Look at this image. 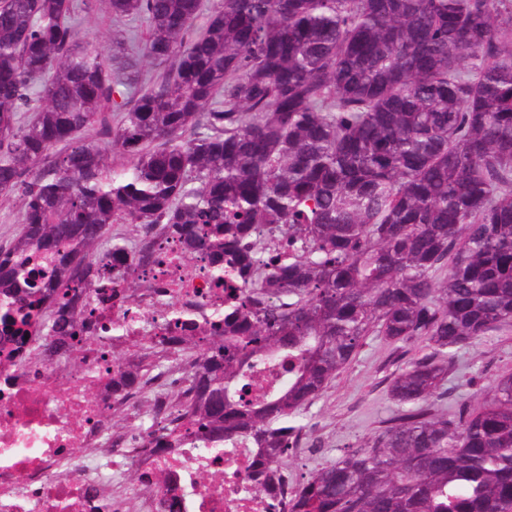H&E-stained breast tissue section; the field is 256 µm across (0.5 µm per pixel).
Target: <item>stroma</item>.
<instances>
[{"mask_svg":"<svg viewBox=\"0 0 512 512\" xmlns=\"http://www.w3.org/2000/svg\"><path fill=\"white\" fill-rule=\"evenodd\" d=\"M80 35L109 45L117 34L131 29L136 47H143L148 26L143 21L127 22L112 15L108 0H93V8L76 21ZM396 368V355L379 336L368 337L360 354L308 409L311 429L309 442L319 452L294 449L286 458L288 480L298 483L321 464L336 459L345 451L370 444L382 420L393 407L387 393L389 376ZM512 371V332L504 331L486 341L461 348L456 365L448 374V388L454 396H468L473 377L491 384L501 374Z\"/></svg>","mask_w":512,"mask_h":512,"instance_id":"stroma-1","label":"stroma"}]
</instances>
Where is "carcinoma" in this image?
<instances>
[{"label":"carcinoma","mask_w":512,"mask_h":512,"mask_svg":"<svg viewBox=\"0 0 512 512\" xmlns=\"http://www.w3.org/2000/svg\"><path fill=\"white\" fill-rule=\"evenodd\" d=\"M87 3L0 0V192L23 202L0 354L32 324L76 347L97 324L70 294L139 287L160 247L109 226L163 224L238 292L165 337L195 368L155 447L250 448L251 489L278 491L308 407L381 336L392 414L290 512H512V373L445 408L458 351L512 330V0H216L200 28L201 0H110L148 24L136 58L79 35Z\"/></svg>","instance_id":"1"}]
</instances>
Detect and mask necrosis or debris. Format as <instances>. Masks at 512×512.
I'll list each match as a JSON object with an SVG mask.
<instances>
[{"instance_id":"necrosis-or-debris-1","label":"necrosis or debris","mask_w":512,"mask_h":512,"mask_svg":"<svg viewBox=\"0 0 512 512\" xmlns=\"http://www.w3.org/2000/svg\"><path fill=\"white\" fill-rule=\"evenodd\" d=\"M129 294L123 305L94 306L99 326L131 325L121 343L132 352L138 337L162 335L168 308L197 316L224 309L223 287L175 241ZM27 336L21 350L0 356V512H288L290 488L248 491V449L155 448L176 424L170 392L191 359L167 353L147 382L116 393L111 346L91 341L67 352L47 345L39 327ZM121 416L130 422L115 428Z\"/></svg>"}]
</instances>
